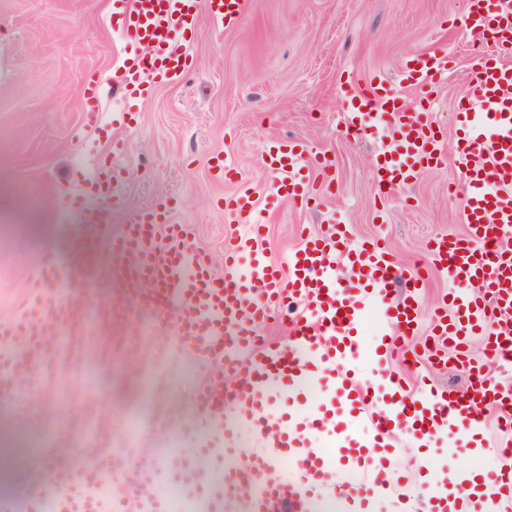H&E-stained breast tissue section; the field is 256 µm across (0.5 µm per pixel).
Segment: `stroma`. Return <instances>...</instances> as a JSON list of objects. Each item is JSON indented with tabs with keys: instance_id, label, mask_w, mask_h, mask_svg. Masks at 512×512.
<instances>
[{
	"instance_id": "stroma-1",
	"label": "stroma",
	"mask_w": 512,
	"mask_h": 512,
	"mask_svg": "<svg viewBox=\"0 0 512 512\" xmlns=\"http://www.w3.org/2000/svg\"><path fill=\"white\" fill-rule=\"evenodd\" d=\"M112 3L0 0V320L19 313L42 251L58 243L61 225L84 211H101L119 227L135 211L171 201L173 220L192 225L199 247L222 259L233 226L214 201L241 181L268 215L265 247L274 260L296 247L300 228L322 231L333 217L354 238H383L408 267L425 263L434 237L464 233L461 201L448 187L462 181L452 139L471 62L470 39L461 29L469 0H250L228 29L200 12L191 71L155 86L124 128L112 124L123 109L112 95V79L128 48ZM440 49L456 60L447 83L434 92L432 120L446 141V160L412 185L378 194L372 166L377 143L370 133L346 130L342 90L375 75L397 81L403 57ZM91 83L99 97L93 123L84 116L83 91ZM291 139L334 163L317 207L300 210L273 195L277 177L261 155ZM227 155L238 180L216 182L211 167ZM106 157L120 172L113 197L90 186ZM151 349L143 345L144 365L133 370L123 350L113 349L107 359L88 342L71 384L54 386L56 412L45 420L0 395V419H12L18 443L0 500L14 497L33 473L48 470L47 448L69 435L76 438L74 482L80 489L97 467L92 450L100 444L168 453L167 445H148L138 424L164 406L185 410L202 368L192 365L188 376H179L168 364L154 365ZM103 400L112 405L111 430L95 415L74 416V408ZM336 427L318 440L334 447L341 476L365 427L358 411L348 408L337 410ZM502 438L499 414L491 409L470 438L449 428L415 444L394 439L382 451L392 470L406 475L407 495L418 497L460 490L492 470L493 448ZM423 457L429 466H420Z\"/></svg>"
}]
</instances>
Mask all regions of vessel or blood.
Segmentation results:
<instances>
[{"label":"vessel or blood","mask_w":512,"mask_h":512,"mask_svg":"<svg viewBox=\"0 0 512 512\" xmlns=\"http://www.w3.org/2000/svg\"><path fill=\"white\" fill-rule=\"evenodd\" d=\"M119 3L124 39L145 49L125 60L112 85L130 105L145 94L143 76L171 83L190 69L185 45L198 31L200 4H207L216 24L228 27L243 16L248 0ZM462 23L473 47L467 91L455 109L462 131L456 161L463 175L466 233L437 237L428 258L450 282H474L480 291L452 296L450 314L428 316L417 304L395 298L396 283L420 288L424 276L399 264L379 241L353 240L341 223L320 233L301 230L297 247L283 261L269 259L266 226L246 186L216 200L225 216L244 227L225 242L220 273L212 256L194 243L192 227L172 223L164 203L132 214L117 234L102 213H84L80 224L62 229L76 253L71 262L56 248L44 250L31 304L17 319L0 323L1 392L18 395L42 415L53 414L51 388L40 374L51 365L57 377H70L90 318L138 367L143 318L162 314L184 352L206 369L195 405L207 443L192 437L181 451L159 458L137 448L114 449L98 470L103 482L124 478L112 501L114 512H237L244 500L255 512H311L320 498L333 505L389 494L395 477L366 447L356 462L360 480L336 481L335 455L312 440L315 432L335 426L327 404L314 401L324 385L339 400L367 403L377 438L397 430L416 440L445 426L467 436L491 406L501 414V429L512 431V385L484 370L485 363L512 358V0H473ZM488 39L496 42V52L485 51ZM452 63L443 50L404 58L400 81L413 89L440 87ZM345 99L343 121L352 133L365 131L366 115H383L376 128L378 187L407 185L441 164L442 139L423 104L404 100L381 78L365 91H346ZM262 161L278 175L277 196L309 208L317 163L306 145L295 140L283 149H266ZM115 288L117 301L95 303L96 292ZM287 310L294 318L286 340L257 334V326L277 324ZM373 314L384 337L414 335L416 325L429 321L437 343L459 358L467 337L481 332L485 360L468 364L465 389L414 392L392 362L417 365L415 353L390 345L373 358L377 374L362 377L353 361L361 328ZM228 372L237 378L230 386L224 383ZM241 421L256 427L261 447L241 451L235 467H213L214 459L226 458ZM496 455L499 464L488 481L512 490V449H497ZM70 456L69 444L53 448V480L31 477L15 500L0 501V512H44L50 503L60 512H96L94 500H77L66 477ZM287 459L297 471L288 481L279 474ZM179 476L196 481L199 492L164 494L163 485Z\"/></svg>","instance_id":"vessel-or-blood-1"}]
</instances>
